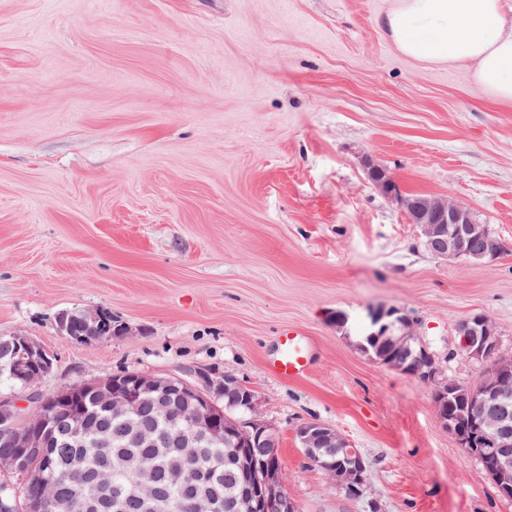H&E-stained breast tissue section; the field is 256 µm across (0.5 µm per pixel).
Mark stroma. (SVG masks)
<instances>
[{
    "mask_svg": "<svg viewBox=\"0 0 512 512\" xmlns=\"http://www.w3.org/2000/svg\"><path fill=\"white\" fill-rule=\"evenodd\" d=\"M387 5L0 0V333L53 352L47 394L123 370L234 375L300 512H512L430 387L359 347L368 308L397 307L459 384L483 370L468 317L512 351V105L399 54L376 24ZM374 167L463 203L503 253L432 254ZM97 309L125 334L56 327ZM289 330L313 367L283 378ZM313 420L364 456L362 495L304 455L295 429ZM83 321L86 326L87 334L81 336H75L73 334V321L76 319L74 316L69 315L67 312H62L57 318V327L61 333H68L74 336H68L72 340L78 342L91 341L97 333V328L100 326L101 310L94 312H82Z\"/></svg>",
    "mask_w": 512,
    "mask_h": 512,
    "instance_id": "obj_1",
    "label": "stroma"
}]
</instances>
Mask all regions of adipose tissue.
<instances>
[{
	"label": "adipose tissue",
	"mask_w": 512,
	"mask_h": 512,
	"mask_svg": "<svg viewBox=\"0 0 512 512\" xmlns=\"http://www.w3.org/2000/svg\"><path fill=\"white\" fill-rule=\"evenodd\" d=\"M377 24L404 56L470 68L492 99L512 103V7L504 0H389Z\"/></svg>",
	"instance_id": "1"
}]
</instances>
